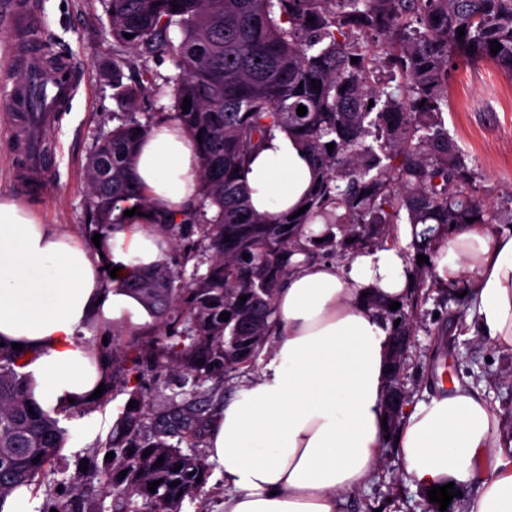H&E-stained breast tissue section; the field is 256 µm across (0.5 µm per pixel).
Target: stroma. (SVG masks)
Instances as JSON below:
<instances>
[{"instance_id":"1","label":"stroma","mask_w":512,"mask_h":512,"mask_svg":"<svg viewBox=\"0 0 512 512\" xmlns=\"http://www.w3.org/2000/svg\"><path fill=\"white\" fill-rule=\"evenodd\" d=\"M35 2L48 53L81 63L84 79L59 124L47 133L58 176L40 193L19 197L18 202L43 223L80 236L88 217L90 149L97 136L112 130V114L118 109L112 61L123 59L122 81L126 84L133 83L140 61L114 41L104 0ZM443 119L468 167L476 173L475 197L497 215V228H507L512 223V79L492 63L458 61L448 77V107ZM419 314L403 372L412 400L442 392L440 373L446 370L454 381L478 389L497 414L512 417V352L470 337L466 309L453 304L440 307L431 297L421 302ZM125 401V395L108 389L63 417L67 431L76 432L84 424L89 430L61 449L55 482H71L96 441L106 438ZM472 491V486H462L447 510H440L429 501L426 489L404 480L401 460L390 445L371 479L353 493V512H463V497Z\"/></svg>"}]
</instances>
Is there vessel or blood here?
<instances>
[{"mask_svg": "<svg viewBox=\"0 0 512 512\" xmlns=\"http://www.w3.org/2000/svg\"><path fill=\"white\" fill-rule=\"evenodd\" d=\"M6 20L10 29L24 35L13 49L11 68L0 77V84L8 89L5 101L13 116L6 150L16 162L15 189L25 196L41 189L54 172L43 133L53 124L56 112L76 96L83 70L64 58L34 65L40 52L42 19L32 0H14Z\"/></svg>", "mask_w": 512, "mask_h": 512, "instance_id": "vessel-or-blood-1", "label": "vessel or blood"}]
</instances>
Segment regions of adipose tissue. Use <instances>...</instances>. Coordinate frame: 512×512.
Returning a JSON list of instances; mask_svg holds the SVG:
<instances>
[{
    "mask_svg": "<svg viewBox=\"0 0 512 512\" xmlns=\"http://www.w3.org/2000/svg\"><path fill=\"white\" fill-rule=\"evenodd\" d=\"M200 160L175 122L140 145L134 175L153 216L183 219L197 194ZM312 179L308 154L278 132L245 175L253 210L294 207ZM117 267H150L166 244L152 232L113 233ZM278 291L277 338L258 378L214 417L209 460L223 472L224 512H348L350 497L377 467L386 436L419 486L475 482L464 512H512V432L469 386L406 407L396 434L381 421L391 325L367 306L408 291L402 249L382 248L349 263L304 260ZM432 273L462 285L472 335L512 351V230L458 227L440 240ZM132 295L106 283L101 256L0 195V339L23 345L24 373L45 410L89 400L105 373L80 335L88 325L136 322Z\"/></svg>",
    "mask_w": 512,
    "mask_h": 512,
    "instance_id": "1",
    "label": "adipose tissue"
}]
</instances>
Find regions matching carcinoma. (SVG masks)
<instances>
[{
	"label": "carcinoma",
	"instance_id": "obj_1",
	"mask_svg": "<svg viewBox=\"0 0 512 512\" xmlns=\"http://www.w3.org/2000/svg\"><path fill=\"white\" fill-rule=\"evenodd\" d=\"M106 13L112 37L145 65L138 81L125 85L112 62L125 111L113 113L118 124L97 139L86 171L91 222L84 230L101 235L102 265L110 264L108 239L125 227L124 211L149 207L133 164L161 122L177 121L196 142L197 198L189 223L144 224L171 242L172 256L116 278L159 334L151 342L134 338L121 353L97 354L112 387L134 407L123 406L86 472L50 493L43 512H182L210 474L199 447L213 413L196 394L260 356L294 256L350 261L398 242L395 224L405 218L421 227L403 249L413 268L410 291L395 311L378 306L388 321H399L393 335L413 324L424 289L464 304L456 286L438 285L431 264L417 263V255L432 256L453 223H491L442 113L455 60H490L512 76V0H107ZM174 27L176 43L169 37ZM495 41L502 49L493 55ZM162 53L179 70L170 111L139 112V98L156 80L147 62ZM277 130L305 148L314 165L313 189L301 203L307 210L295 218L260 215L249 203L245 170ZM318 216L325 231L306 232ZM204 255L206 271L195 265L185 277L187 265ZM223 312L226 321L219 320ZM24 357L10 344L0 347V499L53 474L67 435L60 415L72 408L50 413L35 401L21 372ZM150 371L176 377L178 391L161 408L146 399ZM111 451L112 459H99ZM95 482L111 498L107 511L87 499Z\"/></svg>",
	"mask_w": 512,
	"mask_h": 512
}]
</instances>
